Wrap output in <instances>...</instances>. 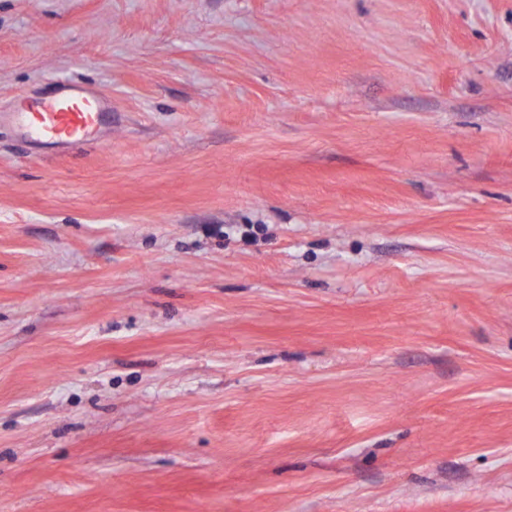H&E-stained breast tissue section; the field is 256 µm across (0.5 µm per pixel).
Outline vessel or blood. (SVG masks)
I'll list each match as a JSON object with an SVG mask.
<instances>
[{"instance_id": "1", "label": "vessel or blood", "mask_w": 512, "mask_h": 512, "mask_svg": "<svg viewBox=\"0 0 512 512\" xmlns=\"http://www.w3.org/2000/svg\"><path fill=\"white\" fill-rule=\"evenodd\" d=\"M104 114L92 96L61 85L53 100L33 112H15V122L42 143L68 144L95 139Z\"/></svg>"}]
</instances>
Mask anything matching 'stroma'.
I'll return each mask as SVG.
<instances>
[{"mask_svg": "<svg viewBox=\"0 0 512 512\" xmlns=\"http://www.w3.org/2000/svg\"><path fill=\"white\" fill-rule=\"evenodd\" d=\"M0 512H512V0H0ZM15 122L40 143L68 144L95 139L104 113L92 96L62 84L52 101L34 112H13Z\"/></svg>", "mask_w": 512, "mask_h": 512, "instance_id": "stroma-1", "label": "stroma"}]
</instances>
